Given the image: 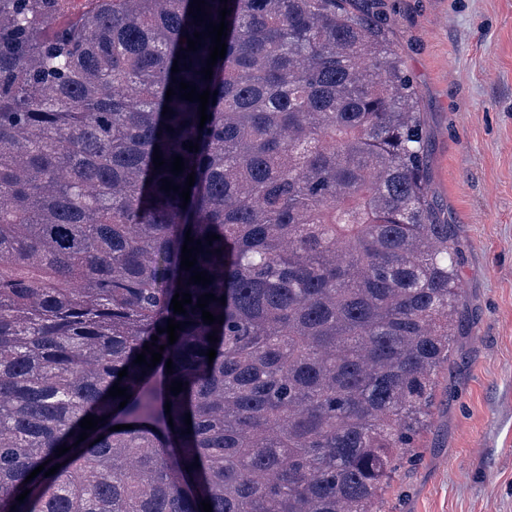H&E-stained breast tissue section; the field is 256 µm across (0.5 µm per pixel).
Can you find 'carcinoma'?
Here are the masks:
<instances>
[{
	"mask_svg": "<svg viewBox=\"0 0 512 512\" xmlns=\"http://www.w3.org/2000/svg\"><path fill=\"white\" fill-rule=\"evenodd\" d=\"M190 2L0 0V512H382L461 322L416 87L361 0Z\"/></svg>",
	"mask_w": 512,
	"mask_h": 512,
	"instance_id": "obj_1",
	"label": "carcinoma"
}]
</instances>
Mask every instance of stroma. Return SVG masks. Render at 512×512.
Wrapping results in <instances>:
<instances>
[{
  "label": "stroma",
  "mask_w": 512,
  "mask_h": 512,
  "mask_svg": "<svg viewBox=\"0 0 512 512\" xmlns=\"http://www.w3.org/2000/svg\"><path fill=\"white\" fill-rule=\"evenodd\" d=\"M418 91L462 328L383 512H512V0H372Z\"/></svg>",
  "instance_id": "stroma-1"
}]
</instances>
